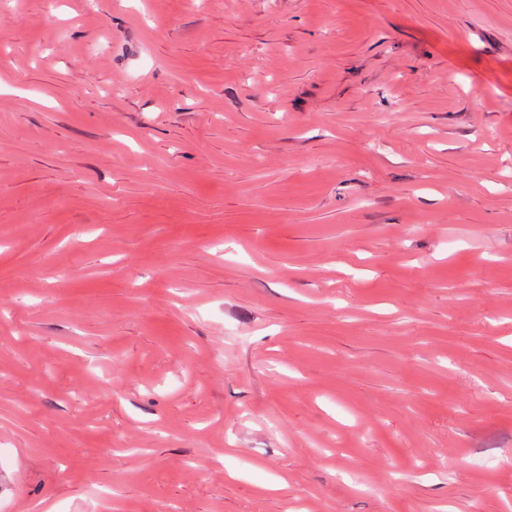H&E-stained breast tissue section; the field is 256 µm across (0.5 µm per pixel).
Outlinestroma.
<instances>
[{
    "label": "stroma",
    "instance_id": "35a3bbf8",
    "mask_svg": "<svg viewBox=\"0 0 512 512\" xmlns=\"http://www.w3.org/2000/svg\"><path fill=\"white\" fill-rule=\"evenodd\" d=\"M1 298L0 512H512V0H0Z\"/></svg>",
    "mask_w": 512,
    "mask_h": 512
}]
</instances>
